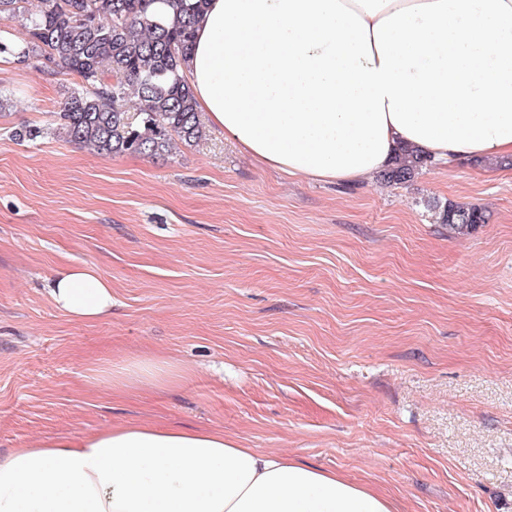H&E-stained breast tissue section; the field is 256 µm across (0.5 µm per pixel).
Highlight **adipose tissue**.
<instances>
[{
    "label": "adipose tissue",
    "mask_w": 512,
    "mask_h": 512,
    "mask_svg": "<svg viewBox=\"0 0 512 512\" xmlns=\"http://www.w3.org/2000/svg\"><path fill=\"white\" fill-rule=\"evenodd\" d=\"M197 109L260 163L357 183L413 146L512 159V0H209L183 65ZM72 320L112 312L90 265L57 271ZM162 357L100 367L116 393L163 390ZM0 512H399L340 474L240 447L214 428L130 421L0 454Z\"/></svg>",
    "instance_id": "adipose-tissue-1"
}]
</instances>
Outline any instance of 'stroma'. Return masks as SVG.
Masks as SVG:
<instances>
[{"mask_svg":"<svg viewBox=\"0 0 512 512\" xmlns=\"http://www.w3.org/2000/svg\"><path fill=\"white\" fill-rule=\"evenodd\" d=\"M72 77L0 60V451L129 420L223 429L401 512H512V168L405 185L308 182L221 128L169 155L50 134ZM33 141L14 139L27 126ZM489 221L458 233L446 201ZM91 264L112 313L48 294ZM164 356L177 388L111 394L96 367ZM50 299L72 320L93 322L112 313V282L94 266H68L57 271Z\"/></svg>","mask_w":512,"mask_h":512,"instance_id":"35a3bbf8","label":"stroma"}]
</instances>
